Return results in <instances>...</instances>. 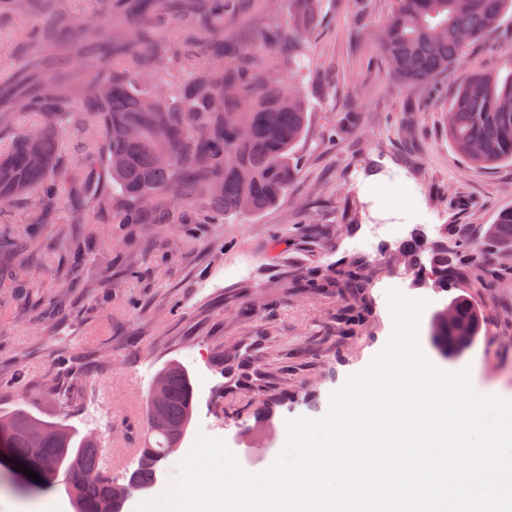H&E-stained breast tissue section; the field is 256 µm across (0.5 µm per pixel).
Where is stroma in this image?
I'll use <instances>...</instances> for the list:
<instances>
[{
	"mask_svg": "<svg viewBox=\"0 0 512 512\" xmlns=\"http://www.w3.org/2000/svg\"><path fill=\"white\" fill-rule=\"evenodd\" d=\"M242 13L234 36L261 46L267 21L287 27L288 0H264ZM393 0H322L309 49L283 76L304 95L310 115L297 148L298 169L274 208L223 224L193 213L184 228L146 222L112 224L117 198L97 156L93 129H58V166L74 171L44 225L33 263L9 249L0 267V411L21 407L46 421L100 434L106 448L139 447L148 430L152 378L180 363L194 387L193 420L167 477L198 435L222 439L242 469L266 471L284 450L288 423L319 420L334 392L362 373L394 331L380 287L403 278V295L426 300L419 342L448 372L468 371L475 390L512 401V282L492 270L512 254L487 248L484 230L512 209V166L472 168L448 141L446 115L456 76L408 91L390 73L378 31ZM50 14L0 27V89L37 58H52L69 76L72 110L100 74L98 54L79 43L45 39ZM512 18L471 44L461 70H503ZM80 208L96 233L84 256L73 254L70 212ZM397 224V234H374ZM465 236L483 266L436 287L427 266L405 255L429 251L441 237ZM358 269L360 288L347 273ZM479 307L477 339L442 355L430 336L433 315L457 296ZM53 498L73 512L62 482L28 492L0 490V512H36Z\"/></svg>",
	"mask_w": 512,
	"mask_h": 512,
	"instance_id": "stroma-1",
	"label": "stroma"
}]
</instances>
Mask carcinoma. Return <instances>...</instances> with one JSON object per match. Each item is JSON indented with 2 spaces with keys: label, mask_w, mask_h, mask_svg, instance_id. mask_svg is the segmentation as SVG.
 Masks as SVG:
<instances>
[{
  "label": "carcinoma",
  "mask_w": 512,
  "mask_h": 512,
  "mask_svg": "<svg viewBox=\"0 0 512 512\" xmlns=\"http://www.w3.org/2000/svg\"><path fill=\"white\" fill-rule=\"evenodd\" d=\"M291 25L265 35L269 50L259 57L234 39L224 37V24L246 8L238 0H110L112 15L127 21L129 36L114 40L106 29L97 33L104 69L84 98L88 122L100 126L101 159L112 184L123 196L112 210V223L136 224L147 206L164 205L167 224L182 223V211L164 203L163 194L187 189V203L204 201L214 221L244 212L260 213L286 196L296 167V150L309 122L301 92L275 70L301 66L306 37L319 12V0H289ZM172 12L192 20L182 37L167 41L157 24ZM512 16V0H394V8L380 32L382 52L393 75L408 89L435 82L462 60L466 47L491 33L490 22ZM504 75L466 74L448 108V140L476 169L512 163V59ZM189 68L193 76L173 88L155 93L138 89L142 76L163 68ZM13 105L37 112L41 124L17 137L0 153V202L31 200L24 223L39 228L50 223L56 199L51 174L58 143L55 127L66 100L51 80L42 81L39 97L18 96ZM23 263L35 253L1 234ZM491 247H512V209L501 212L486 230ZM479 259L461 244L437 242L430 274L443 288L461 277V267H475ZM452 305L461 320L471 324L462 333L437 313L431 336L446 352L460 346V335L475 341L480 310L458 298ZM163 409L171 426L188 424L194 406L189 373L170 363ZM0 442L14 460L42 478L52 464L64 468L65 492L77 504L74 512H103L112 501V484L124 481L137 488L155 485L160 459L170 440L150 432L133 470L112 477L102 472L101 446L80 431L67 429L60 442L55 423L15 408L0 412Z\"/></svg>",
  "instance_id": "cac0c4a2"
}]
</instances>
